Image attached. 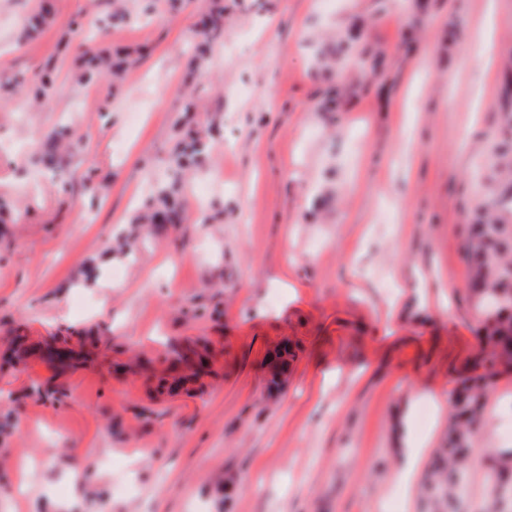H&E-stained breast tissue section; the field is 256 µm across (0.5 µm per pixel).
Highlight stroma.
Masks as SVG:
<instances>
[{"label":"stroma","instance_id":"35a3bbf8","mask_svg":"<svg viewBox=\"0 0 512 512\" xmlns=\"http://www.w3.org/2000/svg\"><path fill=\"white\" fill-rule=\"evenodd\" d=\"M49 2L26 37L40 0H0V85L56 82L0 104V512H423L396 473L441 446L479 354L463 229L480 182L512 184L483 168L512 116V0L492 23L488 0H224L201 73L211 0L114 25L109 0ZM89 49L126 56L121 78L80 82ZM188 120L217 182L183 178L182 223H133ZM62 123L66 175H37ZM202 343L210 374L179 387ZM508 401L498 366L465 512H489ZM203 27L209 45L222 41L224 38V6L217 5L203 20ZM72 130L68 126H60L44 136L40 142L37 154L41 168L56 170L63 153H71L75 147L72 141ZM426 453L427 448H406L399 470V477L403 482L414 484Z\"/></svg>","mask_w":512,"mask_h":512}]
</instances>
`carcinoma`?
Here are the masks:
<instances>
[{"mask_svg": "<svg viewBox=\"0 0 512 512\" xmlns=\"http://www.w3.org/2000/svg\"><path fill=\"white\" fill-rule=\"evenodd\" d=\"M209 44L224 38V7L213 8L203 20ZM112 73L109 58L95 55L89 61L83 78L91 82L97 76ZM75 147L72 130L60 126L44 136L37 154L41 168L55 170L62 154ZM213 150V134L190 131L171 155L166 180H158L154 191L142 206L137 224H172L179 218L181 205L174 197L175 184L183 172L201 166L202 159ZM464 247L471 257L469 290L484 319L479 331L481 344L490 348L488 360L512 365V189L491 194L473 213L467 225ZM485 386L472 382L463 386L450 420L448 435L436 453V462L422 486L427 495V512H457L469 479L472 435L479 424ZM512 474V451L487 459L485 484L488 497L512 502V484L502 476Z\"/></svg>", "mask_w": 512, "mask_h": 512, "instance_id": "1", "label": "carcinoma"}]
</instances>
